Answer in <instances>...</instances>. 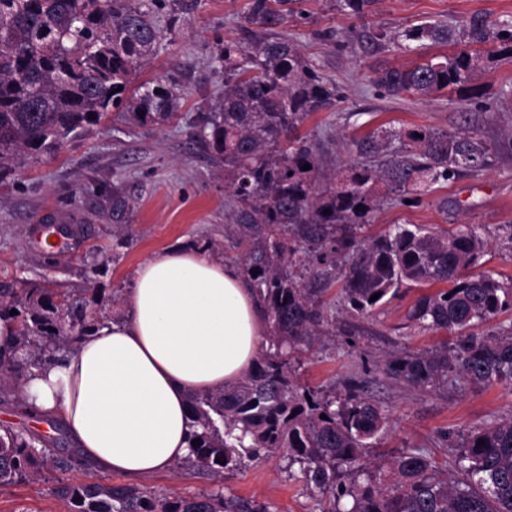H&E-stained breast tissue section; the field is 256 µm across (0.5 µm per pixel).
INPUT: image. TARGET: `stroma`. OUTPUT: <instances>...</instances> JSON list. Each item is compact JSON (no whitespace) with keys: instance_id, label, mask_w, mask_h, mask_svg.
I'll list each match as a JSON object with an SVG mask.
<instances>
[{"instance_id":"obj_1","label":"stroma","mask_w":512,"mask_h":512,"mask_svg":"<svg viewBox=\"0 0 512 512\" xmlns=\"http://www.w3.org/2000/svg\"><path fill=\"white\" fill-rule=\"evenodd\" d=\"M247 0H166L158 13V54L133 72L132 84L174 81L185 92L182 106L159 126H141L111 110L101 123L68 143L56 156L32 159L0 180V286L27 280L60 293L80 294L90 286L105 293L129 288L137 266L171 246L193 248L224 239L223 166L213 164L193 131L224 90L217 56L225 41L239 37ZM483 17L512 23V0H376L361 16L340 10L336 0H300L282 29L316 71L336 84L340 99L312 113L299 128L314 142L329 172L355 159V140L375 129L401 132L465 129L492 145L486 163L462 169L404 204L382 198L368 235L394 224H422L434 231L479 227L487 242L477 272L512 280V150L501 142L512 128V56L497 53L460 89L417 100L395 98L374 80L383 69L407 67L422 54L453 53L452 44L404 49L393 33L425 22L463 27ZM127 206L112 213V196ZM41 224H67L68 246L49 251L39 242ZM125 238L117 247V238ZM419 288H401L380 311L354 317L336 309V335L306 352L300 381L326 391L362 382L365 394L387 415L382 446L427 449L439 467L448 465V443L472 428L512 416V385L489 389L457 377L420 392L386 378L380 365L391 353L418 352L440 339L411 325L406 314ZM354 330L348 346L346 330ZM140 487L191 496L217 488L195 470L168 471L140 480ZM47 480L0 486V512H62ZM224 494L253 498L271 512H312L301 476H289L285 461H245L228 474Z\"/></svg>"}]
</instances>
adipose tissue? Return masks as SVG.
<instances>
[{
    "instance_id": "obj_1",
    "label": "adipose tissue",
    "mask_w": 512,
    "mask_h": 512,
    "mask_svg": "<svg viewBox=\"0 0 512 512\" xmlns=\"http://www.w3.org/2000/svg\"><path fill=\"white\" fill-rule=\"evenodd\" d=\"M122 306V318L32 369L12 396L60 420L82 462L142 479L189 457L190 394L237 383L266 322L241 270L204 248L144 260Z\"/></svg>"
}]
</instances>
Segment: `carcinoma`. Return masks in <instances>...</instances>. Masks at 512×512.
<instances>
[{
  "label": "carcinoma",
  "instance_id": "carcinoma-1",
  "mask_svg": "<svg viewBox=\"0 0 512 512\" xmlns=\"http://www.w3.org/2000/svg\"><path fill=\"white\" fill-rule=\"evenodd\" d=\"M165 0H0V176L30 155H53L78 132L123 108L141 125L180 109L182 89L155 80L129 89L131 74L159 51L154 14ZM295 0H248L243 37L224 42V92L196 123L198 143L224 165L229 200L224 238L264 310L268 334L246 376L220 391L192 394L190 463L216 482L248 458L299 467L314 512H512V417L478 427L452 449L443 470L422 448L378 451L382 409L357 382L343 393L300 384L302 354L335 325L325 295L340 287L346 313L376 311L404 285L441 288L421 295L408 318L451 339L419 353L391 354L382 372L427 391L457 376L474 388L512 382V321L484 335L475 328L512 313V286L468 270L486 243L477 228L437 234L396 224L378 237L372 223L380 190L421 194L461 168L484 166L491 147L467 133L424 128L371 133L355 142L357 160L324 175L314 149L296 135L312 112L337 99L288 37L272 35ZM500 43L512 54V27L475 19L458 32L424 23L392 37L402 42ZM479 53L434 55L382 70L375 84L390 96L427 97L467 83ZM407 138L405 152L384 157ZM309 164L310 169L302 166ZM342 278L336 279V269ZM66 295L61 323L54 295L36 283L0 288V317L17 325L15 347L0 348V395L103 320L97 307L114 295ZM379 294L378 299L370 297ZM17 310L11 314V310ZM81 466L46 438L0 428V486L55 475L64 512H270L255 499L222 491L193 496L151 493L137 485L81 483Z\"/></svg>",
  "mask_w": 512,
  "mask_h": 512
}]
</instances>
